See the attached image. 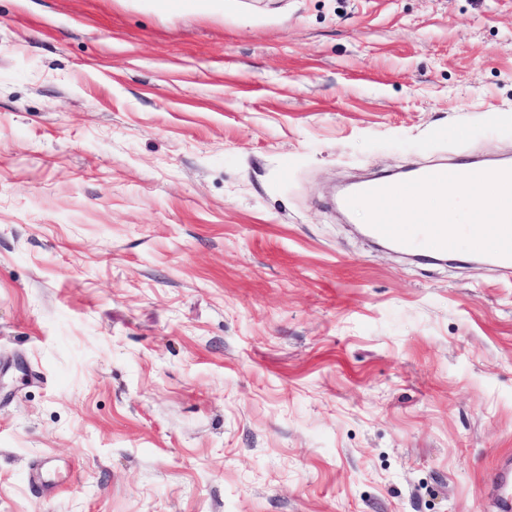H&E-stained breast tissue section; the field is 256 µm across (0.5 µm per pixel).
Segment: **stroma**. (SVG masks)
Masks as SVG:
<instances>
[{"instance_id":"stroma-1","label":"stroma","mask_w":512,"mask_h":512,"mask_svg":"<svg viewBox=\"0 0 512 512\" xmlns=\"http://www.w3.org/2000/svg\"><path fill=\"white\" fill-rule=\"evenodd\" d=\"M469 157L512 0H0V512H497L512 271L334 206ZM461 167L457 166L454 168L448 167L447 165H435L429 167H413L405 171V173L397 178H374L363 180L357 183H354L355 186L347 191L337 203L339 209L341 211H345L348 214H355L347 204V198L351 195L365 192L368 190L383 188L394 186L400 184L402 182L411 181L423 178L428 175L434 174H470L476 172L487 171L482 165L477 164L473 161H467L466 163L460 164Z\"/></svg>"}]
</instances>
